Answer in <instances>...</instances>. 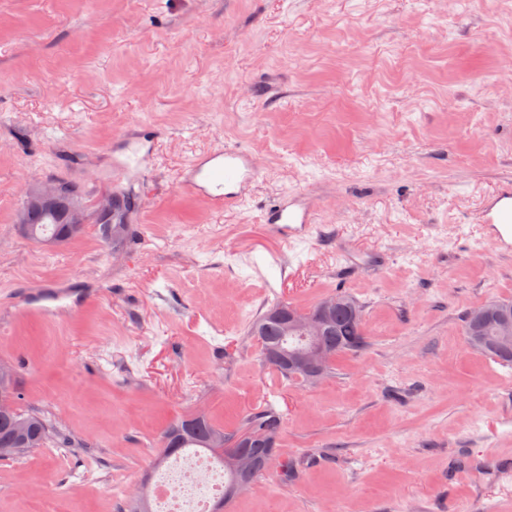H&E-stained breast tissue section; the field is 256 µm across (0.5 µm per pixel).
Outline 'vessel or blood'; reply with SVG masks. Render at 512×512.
I'll list each match as a JSON object with an SVG mask.
<instances>
[{
  "mask_svg": "<svg viewBox=\"0 0 512 512\" xmlns=\"http://www.w3.org/2000/svg\"><path fill=\"white\" fill-rule=\"evenodd\" d=\"M152 161L151 149L134 143L130 146L128 161L120 162L118 168L123 171L133 163L145 175ZM258 176L259 164L255 157L241 148L227 145L192 158L181 172V181L212 208L222 210L244 206ZM476 220L485 225L487 239L494 248L512 249V181L500 185L486 199ZM262 221L281 236H304L313 228L312 208L303 196H283L264 210Z\"/></svg>",
  "mask_w": 512,
  "mask_h": 512,
  "instance_id": "1",
  "label": "vessel or blood"
}]
</instances>
